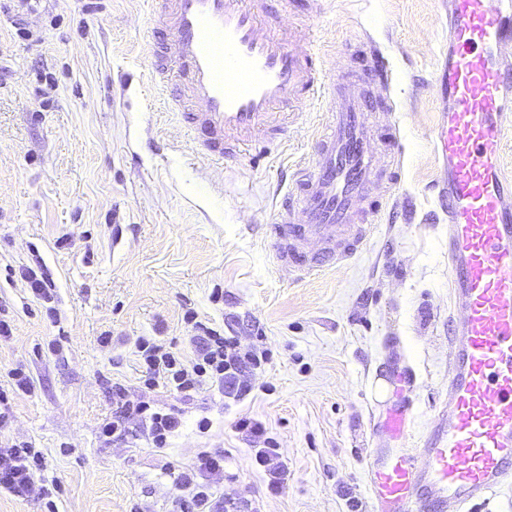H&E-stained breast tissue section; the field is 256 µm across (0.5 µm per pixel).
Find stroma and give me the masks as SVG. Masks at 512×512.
I'll use <instances>...</instances> for the list:
<instances>
[{"instance_id": "obj_1", "label": "stroma", "mask_w": 512, "mask_h": 512, "mask_svg": "<svg viewBox=\"0 0 512 512\" xmlns=\"http://www.w3.org/2000/svg\"><path fill=\"white\" fill-rule=\"evenodd\" d=\"M153 8L39 0L28 11L0 0V315L13 328L0 339V388L17 368L34 380L32 393L10 396L0 446L42 451L37 483L58 485L55 512H169L171 467L204 446L223 449L224 495L239 512H372L371 420L390 401L377 371L414 370V442L448 380V226L431 192L447 18L439 0H324L314 16L307 0L293 5L329 54L325 80H336L364 33L380 39L396 63L405 144L393 206L365 248L347 266L297 279L276 266L265 228L326 108L302 113L265 152L213 163L146 78ZM38 262L52 278L53 319L18 274ZM189 313L267 351L243 400L204 391L184 403L143 387L137 340L183 350ZM52 339L61 344L53 353ZM116 384L129 400L182 411L170 448H152L133 418L126 438L99 439ZM245 415L288 460L280 494L269 493L235 429ZM202 416L213 422L204 436Z\"/></svg>"}]
</instances>
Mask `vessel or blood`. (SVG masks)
<instances>
[{"instance_id":"vessel-or-blood-1","label":"vessel or blood","mask_w":512,"mask_h":512,"mask_svg":"<svg viewBox=\"0 0 512 512\" xmlns=\"http://www.w3.org/2000/svg\"><path fill=\"white\" fill-rule=\"evenodd\" d=\"M151 49L154 82L213 161L240 157L280 134L315 102L328 120L269 228L279 265L302 276L348 263L366 245L397 184L405 146L392 97L396 70L364 38L340 80L322 76L309 25L280 24L291 0H161ZM448 52L437 75L447 104L435 129L443 175L432 191L448 217L451 320L448 388L419 444L404 442L416 385L376 449V512H466L512 479V173L500 136L512 123V0H442Z\"/></svg>"}]
</instances>
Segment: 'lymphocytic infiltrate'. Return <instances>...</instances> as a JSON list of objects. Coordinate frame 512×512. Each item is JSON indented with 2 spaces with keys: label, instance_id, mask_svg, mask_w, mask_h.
<instances>
[{
  "label": "lymphocytic infiltrate",
  "instance_id": "f902f5d3",
  "mask_svg": "<svg viewBox=\"0 0 512 512\" xmlns=\"http://www.w3.org/2000/svg\"><path fill=\"white\" fill-rule=\"evenodd\" d=\"M187 321L194 330L190 355L169 351L151 338H139L136 349L145 370V387L150 390L164 387L185 401L205 389L218 390L225 398L236 401L249 395L253 389L249 374L260 368L265 353L241 350L236 337L221 334L198 321L195 315H188ZM115 404V419L99 427L98 434L103 440L123 437L126 433L123 422L133 417L145 425L153 447L163 449L169 447L183 427L178 412L155 409L146 400L130 402L120 387L115 390ZM236 428L248 441L262 439V447L253 451L254 462L264 471L269 491L281 493L288 485V463L276 442L267 437L265 427L254 418L239 417ZM43 465L41 453L30 444L0 448V490L18 498L28 497ZM174 478L177 493L171 500L170 512H223V451L198 452L190 463L175 469Z\"/></svg>",
  "mask_w": 512,
  "mask_h": 512
}]
</instances>
